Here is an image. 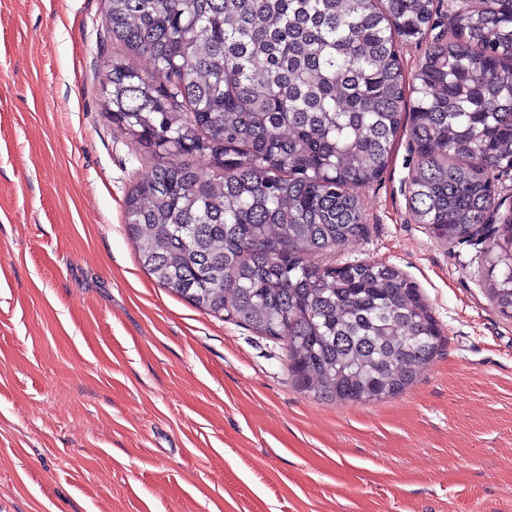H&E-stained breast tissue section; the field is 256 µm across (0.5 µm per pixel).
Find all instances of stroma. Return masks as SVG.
I'll list each match as a JSON object with an SVG mask.
<instances>
[{
  "label": "stroma",
  "instance_id": "obj_1",
  "mask_svg": "<svg viewBox=\"0 0 512 512\" xmlns=\"http://www.w3.org/2000/svg\"><path fill=\"white\" fill-rule=\"evenodd\" d=\"M103 0H0V512H512V318L481 246L414 223L407 137L321 263L392 265L442 328L404 394L300 389L283 341L140 265L159 159L106 113Z\"/></svg>",
  "mask_w": 512,
  "mask_h": 512
}]
</instances>
